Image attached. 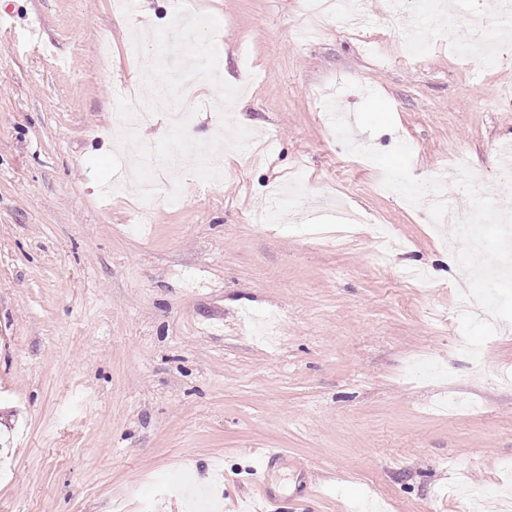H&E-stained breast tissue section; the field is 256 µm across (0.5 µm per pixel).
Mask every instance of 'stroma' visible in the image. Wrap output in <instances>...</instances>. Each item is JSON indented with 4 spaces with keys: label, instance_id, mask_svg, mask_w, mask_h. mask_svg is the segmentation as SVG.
I'll return each mask as SVG.
<instances>
[{
    "label": "stroma",
    "instance_id": "obj_1",
    "mask_svg": "<svg viewBox=\"0 0 512 512\" xmlns=\"http://www.w3.org/2000/svg\"><path fill=\"white\" fill-rule=\"evenodd\" d=\"M142 2L0 0V512H193L217 480L312 512L512 498V281L500 334L460 317L471 268L411 194L458 151L494 174L512 143V42L483 61L457 48L471 19L506 28L501 12L453 0L435 28L419 0L396 18L358 0L357 28L332 18L303 41L305 0H195L220 22L221 74L256 76L232 114L251 138L172 204L138 198L112 123L117 90L149 96L133 30L177 0ZM340 206L401 246L381 259L364 226L310 232ZM280 209L289 223L254 219ZM259 448L288 451L262 486Z\"/></svg>",
    "mask_w": 512,
    "mask_h": 512
}]
</instances>
